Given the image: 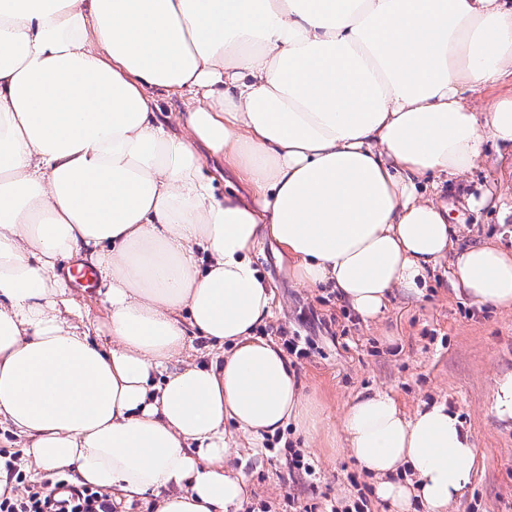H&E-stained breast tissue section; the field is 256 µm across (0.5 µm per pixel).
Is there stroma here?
Segmentation results:
<instances>
[{
  "mask_svg": "<svg viewBox=\"0 0 512 512\" xmlns=\"http://www.w3.org/2000/svg\"><path fill=\"white\" fill-rule=\"evenodd\" d=\"M462 182L463 189L439 196L459 238L511 249L512 213L502 219L469 210L462 196L490 188L512 209V158L481 165ZM254 260L274 290L272 315L256 334L278 343L290 335L307 348L306 357L291 363L325 430L310 442L290 426L258 448L240 440L232 463L247 478L245 512H295L299 505L329 512L361 499L365 512H392L376 497L375 478L339 442L346 408L377 391L392 395L409 414L422 403L446 401L472 435L477 465L448 512H512V423L499 422L491 411L496 378L512 372L511 309L480 308L457 295L447 259L420 294L394 290L384 314L366 322L334 289L299 285L292 259L274 240H261ZM292 446L308 455L314 475L289 473Z\"/></svg>",
  "mask_w": 512,
  "mask_h": 512,
  "instance_id": "obj_1",
  "label": "stroma"
}]
</instances>
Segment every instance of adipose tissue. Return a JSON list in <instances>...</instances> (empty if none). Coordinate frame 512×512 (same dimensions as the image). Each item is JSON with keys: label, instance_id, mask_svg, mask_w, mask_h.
Here are the masks:
<instances>
[{"label": "adipose tissue", "instance_id": "1", "mask_svg": "<svg viewBox=\"0 0 512 512\" xmlns=\"http://www.w3.org/2000/svg\"><path fill=\"white\" fill-rule=\"evenodd\" d=\"M184 90L178 135L155 94ZM491 148L512 155V0H0V421L119 512H242L238 437L319 426L255 334L259 240L365 321L449 255L458 294L512 309V251L456 248L434 199ZM203 149L246 193L216 197ZM77 258L105 308L89 329ZM194 337L220 353L184 361ZM340 441L394 512H447L476 461L446 402L385 392Z\"/></svg>", "mask_w": 512, "mask_h": 512}]
</instances>
